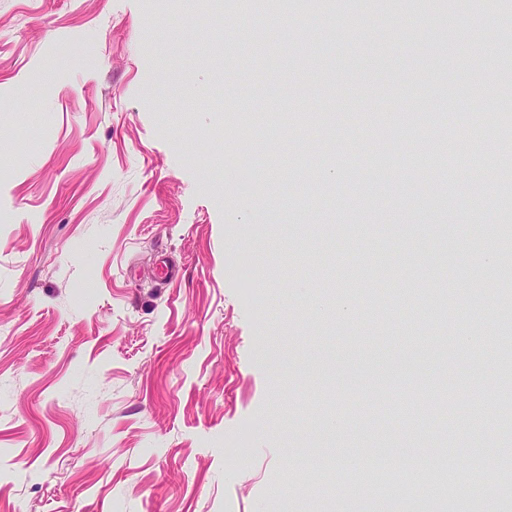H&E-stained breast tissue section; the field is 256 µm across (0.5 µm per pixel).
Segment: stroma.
I'll use <instances>...</instances> for the list:
<instances>
[{
    "instance_id": "obj_1",
    "label": "stroma",
    "mask_w": 512,
    "mask_h": 512,
    "mask_svg": "<svg viewBox=\"0 0 512 512\" xmlns=\"http://www.w3.org/2000/svg\"><path fill=\"white\" fill-rule=\"evenodd\" d=\"M208 7L0 0V512H364L311 484L355 454L454 461L436 512L483 462L512 512V428L426 403L512 389L497 196L433 164L474 130L512 175V0H251L215 67Z\"/></svg>"
}]
</instances>
